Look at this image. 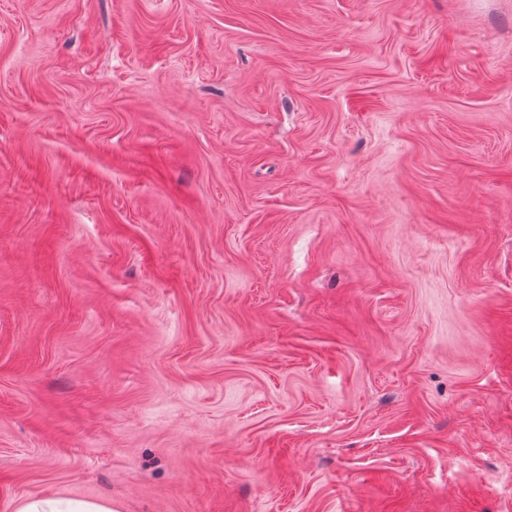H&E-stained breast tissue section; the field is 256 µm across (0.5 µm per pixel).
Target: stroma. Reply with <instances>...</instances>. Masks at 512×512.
<instances>
[{
    "label": "stroma",
    "mask_w": 512,
    "mask_h": 512,
    "mask_svg": "<svg viewBox=\"0 0 512 512\" xmlns=\"http://www.w3.org/2000/svg\"><path fill=\"white\" fill-rule=\"evenodd\" d=\"M512 512V0H0V512ZM15 512H118V508L108 499L43 495L23 499Z\"/></svg>",
    "instance_id": "stroma-1"
}]
</instances>
